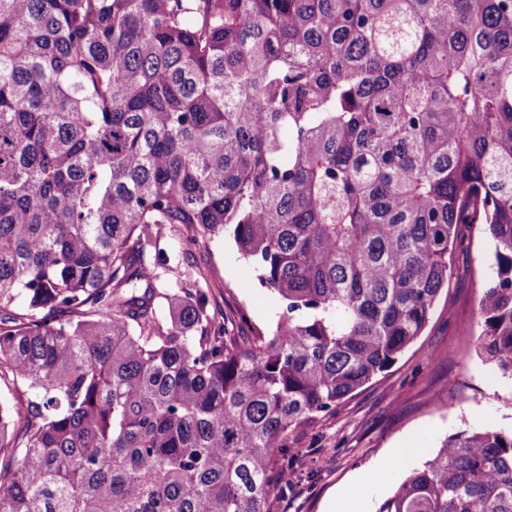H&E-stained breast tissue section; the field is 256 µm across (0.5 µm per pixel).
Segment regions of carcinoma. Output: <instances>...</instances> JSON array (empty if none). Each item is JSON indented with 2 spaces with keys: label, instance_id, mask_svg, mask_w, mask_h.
I'll list each match as a JSON object with an SVG mask.
<instances>
[{
  "label": "carcinoma",
  "instance_id": "1",
  "mask_svg": "<svg viewBox=\"0 0 512 512\" xmlns=\"http://www.w3.org/2000/svg\"><path fill=\"white\" fill-rule=\"evenodd\" d=\"M165 224L233 239L271 333L162 287ZM474 228L512 378V0H0V512H267ZM377 512H512V432Z\"/></svg>",
  "mask_w": 512,
  "mask_h": 512
}]
</instances>
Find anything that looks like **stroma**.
<instances>
[{
  "label": "stroma",
  "instance_id": "obj_1",
  "mask_svg": "<svg viewBox=\"0 0 512 512\" xmlns=\"http://www.w3.org/2000/svg\"><path fill=\"white\" fill-rule=\"evenodd\" d=\"M172 265L201 273L216 313L245 314L237 336L272 330L277 296L262 288L230 239L188 240L185 225L168 228ZM492 259L480 235L458 244L448 286L429 323L391 368L342 399L329 414L294 434L297 463L286 496L268 512H345L357 482L390 449L435 452L459 430H512V380L478 357L474 310Z\"/></svg>",
  "mask_w": 512,
  "mask_h": 512
}]
</instances>
